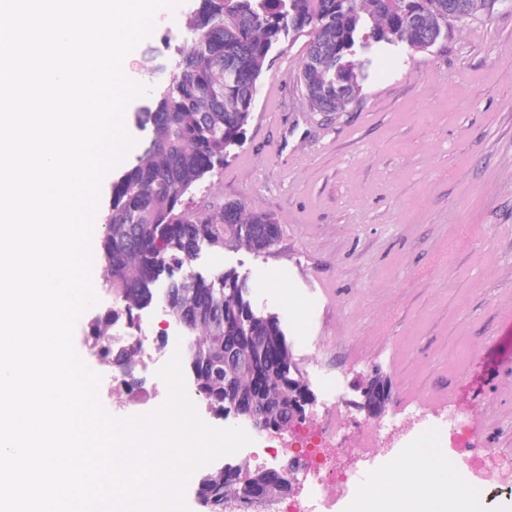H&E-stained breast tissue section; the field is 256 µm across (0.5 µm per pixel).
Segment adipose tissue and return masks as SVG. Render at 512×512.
<instances>
[{"label": "adipose tissue", "mask_w": 512, "mask_h": 512, "mask_svg": "<svg viewBox=\"0 0 512 512\" xmlns=\"http://www.w3.org/2000/svg\"><path fill=\"white\" fill-rule=\"evenodd\" d=\"M381 485L380 512H460L466 498L443 448L408 451L402 469Z\"/></svg>", "instance_id": "adipose-tissue-1"}]
</instances>
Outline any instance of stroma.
<instances>
[{"mask_svg": "<svg viewBox=\"0 0 512 512\" xmlns=\"http://www.w3.org/2000/svg\"><path fill=\"white\" fill-rule=\"evenodd\" d=\"M196 0L160 10L125 73L146 87L126 107L140 154L138 111L168 81ZM307 39L277 47L264 68L240 145L182 198L216 211L226 200L271 214L282 235L255 254L202 247L193 272L245 280L253 310L277 314L314 394L313 375L345 380L342 426L378 428L361 407L373 373L391 382L386 415L456 412L474 448L512 456V6L452 26L426 51L384 54L359 99L311 110L298 80ZM98 302L79 318L75 350L96 367L111 403L112 367L86 323L113 305L114 280L92 239Z\"/></svg>", "mask_w": 512, "mask_h": 512, "instance_id": "1", "label": "stroma"}]
</instances>
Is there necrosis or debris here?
<instances>
[{
    "mask_svg": "<svg viewBox=\"0 0 512 512\" xmlns=\"http://www.w3.org/2000/svg\"><path fill=\"white\" fill-rule=\"evenodd\" d=\"M103 321L112 326L113 331L102 334L100 322H90L87 333L91 347L102 356L111 351L136 355L133 365L116 363L112 366L115 407L121 411L131 407L148 410L160 391L157 386L146 385L141 375L162 364L163 337L149 334L147 313L142 308H112L103 314ZM448 438V464L469 491L484 492L491 478L512 465V458L497 453H470V429L459 415L448 417ZM381 442L378 432L360 429L348 433L337 428L335 421L325 419L318 412H310L274 439L275 447L285 449L286 465L305 486L306 495L289 503H275L271 512H308L309 497L320 493L326 499H333L335 494L348 489L352 476L351 471H337L338 458L348 453L362 457L364 451L378 448Z\"/></svg>",
    "mask_w": 512,
    "mask_h": 512,
    "instance_id": "1",
    "label": "necrosis or debris"
}]
</instances>
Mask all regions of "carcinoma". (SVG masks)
<instances>
[{"instance_id":"1","label":"carcinoma","mask_w":512,"mask_h":512,"mask_svg":"<svg viewBox=\"0 0 512 512\" xmlns=\"http://www.w3.org/2000/svg\"><path fill=\"white\" fill-rule=\"evenodd\" d=\"M192 44L152 105L138 117L149 130L142 153L112 186L108 232L101 252L135 307L163 301L174 318L188 319L189 365L196 386L224 410L263 408L264 426H285L306 409L312 391L288 348L280 318L255 312L248 288L233 271L217 280L189 271L197 248L243 246L262 254L281 237L265 212L228 200L216 215L181 209L182 196L240 142L272 49L289 37H309L299 82L315 112H337L358 99L373 57L355 58L357 40L428 49L448 36L452 0H197ZM462 22L489 0H462ZM238 341L247 364L224 369V343ZM261 471L226 467L206 477L199 496L207 512L249 500Z\"/></svg>"}]
</instances>
